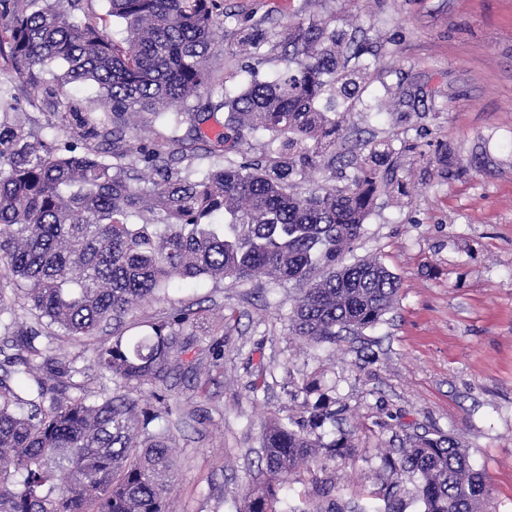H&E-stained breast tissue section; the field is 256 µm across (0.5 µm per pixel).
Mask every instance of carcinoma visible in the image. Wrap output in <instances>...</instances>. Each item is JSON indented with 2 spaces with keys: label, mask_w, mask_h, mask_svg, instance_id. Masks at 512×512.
<instances>
[{
  "label": "carcinoma",
  "mask_w": 512,
  "mask_h": 512,
  "mask_svg": "<svg viewBox=\"0 0 512 512\" xmlns=\"http://www.w3.org/2000/svg\"><path fill=\"white\" fill-rule=\"evenodd\" d=\"M91 0H0V273L15 280L36 318L73 340L99 335L170 284L264 275L298 287L289 329L334 344L371 328L397 300L400 279L379 259L346 264L381 194L395 191L388 143L343 155L348 115L400 112L416 94L402 85L363 99L367 50L336 17L312 12L279 31L245 20L233 38L249 54V79L209 66L224 49V0H109L124 42ZM284 63L267 80L258 66ZM54 65L63 74L44 72ZM21 77L15 83L9 73ZM93 83L100 100L73 95ZM224 111L208 153L234 158L200 177L181 166L189 142ZM165 118L175 135L136 136L138 120ZM323 183L304 188L308 170ZM198 313L173 308L94 349V364L132 389L149 386L168 414V379L195 343ZM28 356L0 375V512H168L174 463L170 429L127 395L83 391L60 399L49 377L72 362L17 333ZM325 414L275 422L262 435L265 479L238 496L237 512H296L279 487L300 466L351 448L349 436L315 435ZM384 457L424 512H481L486 474L451 434L408 436Z\"/></svg>",
  "instance_id": "1"
}]
</instances>
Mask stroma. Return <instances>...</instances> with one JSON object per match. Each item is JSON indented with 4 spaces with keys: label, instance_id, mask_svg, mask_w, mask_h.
I'll use <instances>...</instances> for the list:
<instances>
[{
    "label": "stroma",
    "instance_id": "stroma-1",
    "mask_svg": "<svg viewBox=\"0 0 512 512\" xmlns=\"http://www.w3.org/2000/svg\"><path fill=\"white\" fill-rule=\"evenodd\" d=\"M228 12L278 29L308 15L307 0H224ZM373 50V93L404 83L422 90L417 112H355L346 150L390 141L404 193L380 197L346 262L380 259L401 280L398 301L375 327L336 344L289 330L293 284H174L120 326L187 306L200 312L190 358L222 351L205 389L171 380L181 416L171 428L176 479L170 512H236L238 490L262 481L264 427L323 404L351 435L349 456L300 471L281 494L314 512L330 488L342 508L378 504L394 476L384 456L417 431L453 434L491 484L489 512H512V0H322ZM75 359L74 384L124 389L92 361L93 342L58 337Z\"/></svg>",
    "mask_w": 512,
    "mask_h": 512
}]
</instances>
